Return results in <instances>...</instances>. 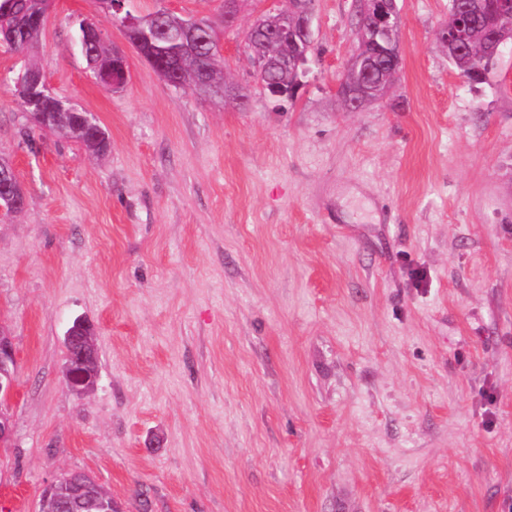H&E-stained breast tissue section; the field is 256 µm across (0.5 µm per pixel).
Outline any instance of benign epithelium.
<instances>
[{"label": "benign epithelium", "mask_w": 512, "mask_h": 512, "mask_svg": "<svg viewBox=\"0 0 512 512\" xmlns=\"http://www.w3.org/2000/svg\"><path fill=\"white\" fill-rule=\"evenodd\" d=\"M123 2L124 0H100L104 9V23L81 25L80 46L83 56H88V50L92 44L105 40L106 26L114 21L111 11L121 12ZM279 3L280 0H264V7L256 15L253 26L265 33L290 32L298 37L304 46H311L313 10L300 5L293 8L291 16L288 17L279 8ZM167 12L168 9L163 8L148 16L141 17L129 13L123 17L120 28L127 41L141 56H146V52L141 48V42H143L141 32L145 25L156 23V20L163 18ZM354 14L355 29L361 30L364 24H371L381 36V42L377 43L380 58L394 71H400L401 45L398 37L400 15L395 0H354ZM493 38L496 42L495 51L488 62L478 64V70L486 74L491 69V62L501 54V48L505 47L512 38V4L509 2L503 3L498 13ZM373 64L374 55H365L359 50L354 51L347 61L346 70L358 73L359 79L351 86L338 87L342 98L359 109L390 92V87L378 90L375 84L368 80ZM128 76L126 56L119 50L112 52L111 62L97 69L99 82L114 89L125 85ZM17 85L21 91L32 97L46 85V80L42 72L27 68L19 75ZM1 168L10 170V173L0 184V191L3 192V196L10 199L9 206L12 213H19L26 207L27 194L16 176L13 165L8 160L0 158ZM96 334L94 325L81 317L76 318L65 333L66 362L63 379L68 389L77 395L94 390L100 378ZM15 369L16 359L10 338L0 329V443L10 435V418L3 404L13 394ZM93 489L98 492V503L104 512H119L114 506L112 494L87 473L82 480L71 477L68 472L60 474L44 490L41 504H49L54 509L75 507Z\"/></svg>", "instance_id": "obj_1"}]
</instances>
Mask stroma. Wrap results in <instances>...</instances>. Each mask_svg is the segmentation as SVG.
<instances>
[{
	"label": "stroma",
	"instance_id": "1",
	"mask_svg": "<svg viewBox=\"0 0 512 512\" xmlns=\"http://www.w3.org/2000/svg\"><path fill=\"white\" fill-rule=\"evenodd\" d=\"M221 24L222 0H133ZM399 78L343 109L353 0H317L308 71L275 107L225 28L244 105L165 82L128 46L113 89L74 45L98 0H55L27 54L0 47V329L17 357L0 512L64 471L119 512H512V50L479 83L437 33L448 0H398ZM35 62L93 114L105 154L29 152L15 79ZM97 329L100 381H63ZM9 169L6 173V179L0 184V191L3 196L10 199L9 206L12 209V215L21 212L27 204V194L18 180L13 165L6 159L0 158V169ZM96 334L94 325L81 317L76 318L65 333L63 379L68 389L77 395L94 390L100 378Z\"/></svg>",
	"mask_w": 512,
	"mask_h": 512
}]
</instances>
